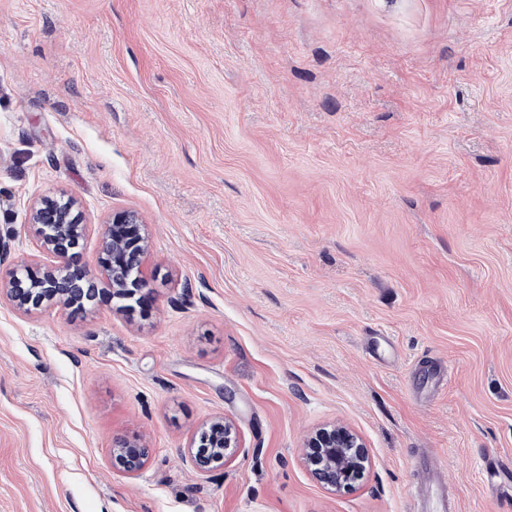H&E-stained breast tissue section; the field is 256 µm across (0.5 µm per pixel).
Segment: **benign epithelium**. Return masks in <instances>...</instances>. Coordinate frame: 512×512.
<instances>
[{
    "label": "benign epithelium",
    "instance_id": "1",
    "mask_svg": "<svg viewBox=\"0 0 512 512\" xmlns=\"http://www.w3.org/2000/svg\"><path fill=\"white\" fill-rule=\"evenodd\" d=\"M31 225L40 237L42 249L55 254L59 264L45 269L43 276L36 282L25 285L12 277L0 282V297H6L15 308L24 312L40 310L52 305L71 306L86 297L91 298L97 292L95 278L84 271L73 270L69 262L67 242H75L83 235L85 224L77 202L68 198L64 201L42 199L31 207ZM119 226H112V233L103 241L104 250L112 255V260L102 267V275L109 276V268L114 265L126 266L122 251L126 247L120 241ZM145 249L140 248L134 255L137 275L131 278L110 279L113 290L127 291L147 286V272L144 266ZM212 431V452L195 450L192 456L202 470L223 462L237 448L236 432L232 424L218 421L210 426ZM309 451L321 455L315 476L327 486L345 488L351 482V472L364 469L367 457L364 444L355 433L342 428H333L320 432L308 444ZM113 456L128 473L139 471L147 457L148 449L134 441L120 440L112 448Z\"/></svg>",
    "mask_w": 512,
    "mask_h": 512
}]
</instances>
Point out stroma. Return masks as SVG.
<instances>
[{"label": "stroma", "instance_id": "stroma-1", "mask_svg": "<svg viewBox=\"0 0 512 512\" xmlns=\"http://www.w3.org/2000/svg\"><path fill=\"white\" fill-rule=\"evenodd\" d=\"M63 193L74 266L134 215L149 285L0 299V512H417L423 456L512 512V0H0L1 280L55 263ZM337 425L368 461L335 490ZM30 218L41 248L55 254L59 264L48 266L43 276L30 285H24L16 277L6 283L1 281L0 298L6 296L18 310L31 312L55 304L72 306L76 301L93 297L97 292L96 279L85 271H71L69 262L67 242L79 241L85 228L77 202L73 198L39 200L31 207ZM45 224L55 225L52 235L45 232ZM66 269L70 275L62 276ZM209 430L212 431V452L201 451L196 448L191 450L192 456L201 470H208L216 463H222L237 448L236 432L232 424L226 421L213 423ZM308 448L309 463L313 451L318 450L321 455L319 467L314 470L315 476L335 490L348 487L350 473L354 469L363 470L367 462L360 437L342 427L320 432L309 442ZM112 453L126 472L135 473L142 468L148 449L135 441L120 440L112 448Z\"/></svg>", "mask_w": 512, "mask_h": 512}]
</instances>
